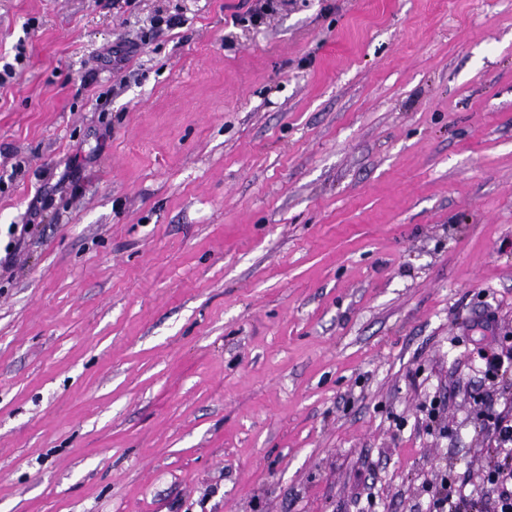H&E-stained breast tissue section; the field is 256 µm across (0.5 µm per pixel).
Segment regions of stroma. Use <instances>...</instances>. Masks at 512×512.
I'll return each mask as SVG.
<instances>
[{"instance_id": "35a3bbf8", "label": "stroma", "mask_w": 512, "mask_h": 512, "mask_svg": "<svg viewBox=\"0 0 512 512\" xmlns=\"http://www.w3.org/2000/svg\"><path fill=\"white\" fill-rule=\"evenodd\" d=\"M274 5L0 0V66L26 48L0 85V512L481 487L471 392L512 399L478 357L512 339V0Z\"/></svg>"}]
</instances>
